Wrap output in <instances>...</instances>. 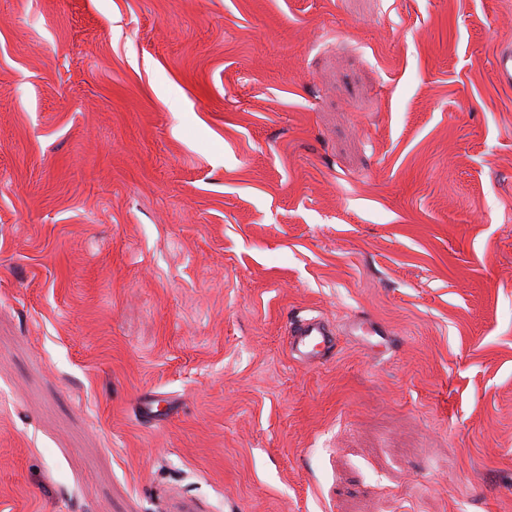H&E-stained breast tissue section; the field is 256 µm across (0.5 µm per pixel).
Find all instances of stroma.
<instances>
[{
  "instance_id": "obj_1",
  "label": "stroma",
  "mask_w": 512,
  "mask_h": 512,
  "mask_svg": "<svg viewBox=\"0 0 512 512\" xmlns=\"http://www.w3.org/2000/svg\"><path fill=\"white\" fill-rule=\"evenodd\" d=\"M505 46L512 0H0V512H512ZM335 336V329L319 316L299 318L288 327L291 351L301 360L324 359L335 345Z\"/></svg>"
}]
</instances>
